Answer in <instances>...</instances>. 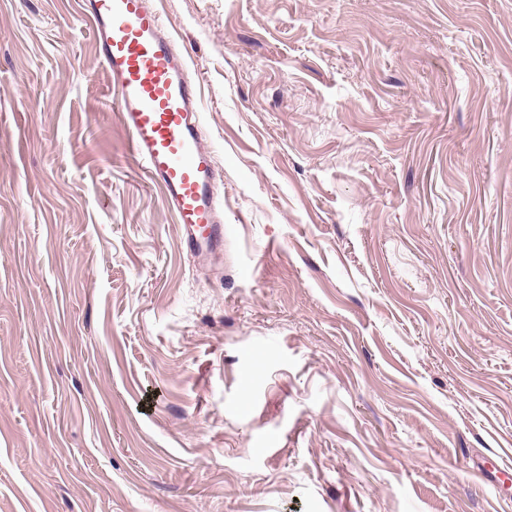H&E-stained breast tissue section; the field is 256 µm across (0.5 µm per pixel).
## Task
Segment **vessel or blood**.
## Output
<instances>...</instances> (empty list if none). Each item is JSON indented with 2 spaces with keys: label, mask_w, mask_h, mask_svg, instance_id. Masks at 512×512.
I'll return each instance as SVG.
<instances>
[{
  "label": "vessel or blood",
  "mask_w": 512,
  "mask_h": 512,
  "mask_svg": "<svg viewBox=\"0 0 512 512\" xmlns=\"http://www.w3.org/2000/svg\"><path fill=\"white\" fill-rule=\"evenodd\" d=\"M117 90L128 151L159 185L192 254L224 241L215 185L221 175L202 142L201 88L186 57L144 0H80Z\"/></svg>",
  "instance_id": "b4317fda"
}]
</instances>
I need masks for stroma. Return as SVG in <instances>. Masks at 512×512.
I'll use <instances>...</instances> for the list:
<instances>
[{"instance_id":"obj_1","label":"stroma","mask_w":512,"mask_h":512,"mask_svg":"<svg viewBox=\"0 0 512 512\" xmlns=\"http://www.w3.org/2000/svg\"><path fill=\"white\" fill-rule=\"evenodd\" d=\"M224 243L78 0H0V512H512V0H145ZM80 6L117 90L129 154L161 187L185 249L217 248L224 241L214 191L221 175L202 142L201 88L186 57L144 0H80Z\"/></svg>"}]
</instances>
